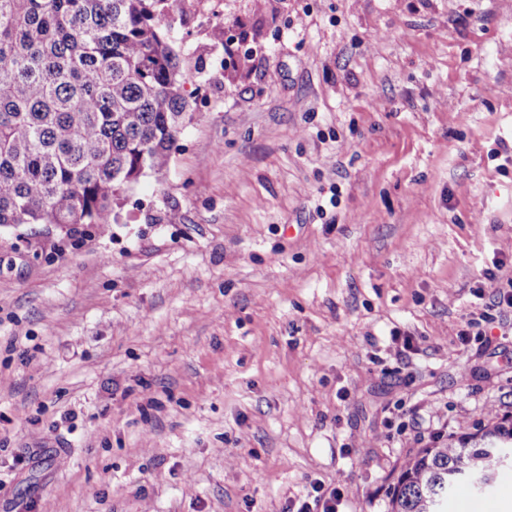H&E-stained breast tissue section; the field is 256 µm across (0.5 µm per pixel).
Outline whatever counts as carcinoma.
Returning a JSON list of instances; mask_svg holds the SVG:
<instances>
[{"mask_svg": "<svg viewBox=\"0 0 512 512\" xmlns=\"http://www.w3.org/2000/svg\"><path fill=\"white\" fill-rule=\"evenodd\" d=\"M179 0H0V225L106 224L168 163L190 104L161 29ZM437 440L404 465L389 512H429L460 483L491 487L495 445Z\"/></svg>", "mask_w": 512, "mask_h": 512, "instance_id": "obj_1", "label": "carcinoma"}]
</instances>
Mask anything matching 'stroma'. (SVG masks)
Listing matches in <instances>:
<instances>
[{
    "label": "stroma",
    "instance_id": "obj_1",
    "mask_svg": "<svg viewBox=\"0 0 512 512\" xmlns=\"http://www.w3.org/2000/svg\"><path fill=\"white\" fill-rule=\"evenodd\" d=\"M196 114L107 224L0 225V512H387L512 424V0H180ZM505 270L495 271V261ZM413 348L398 355L390 331ZM508 439L512 440L511 426H493L484 429L480 439L437 440L420 449L392 487L389 512H440L442 507L429 511V505L448 500V493L460 483L478 491L491 487L499 468L494 462L496 450L508 453V448L493 447ZM306 499L299 501L297 510L292 512H346L342 509L343 494L340 488L327 487L321 482L311 485Z\"/></svg>",
    "mask_w": 512,
    "mask_h": 512
}]
</instances>
